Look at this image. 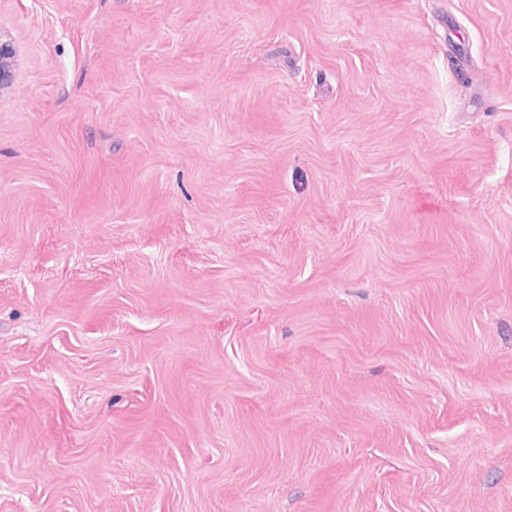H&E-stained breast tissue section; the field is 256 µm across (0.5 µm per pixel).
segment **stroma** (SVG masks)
I'll list each match as a JSON object with an SVG mask.
<instances>
[{
    "label": "stroma",
    "instance_id": "stroma-1",
    "mask_svg": "<svg viewBox=\"0 0 512 512\" xmlns=\"http://www.w3.org/2000/svg\"><path fill=\"white\" fill-rule=\"evenodd\" d=\"M0 38V512H512V0Z\"/></svg>",
    "mask_w": 512,
    "mask_h": 512
}]
</instances>
